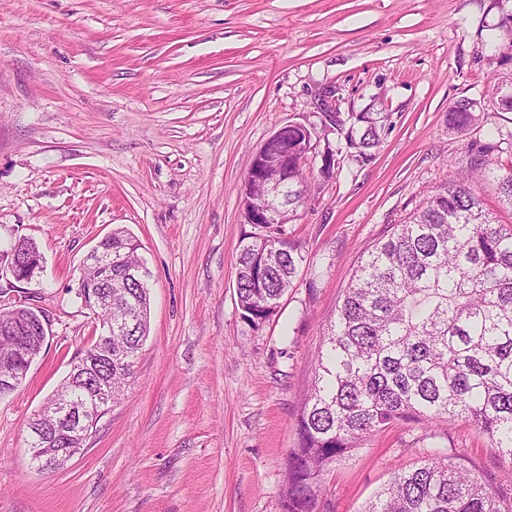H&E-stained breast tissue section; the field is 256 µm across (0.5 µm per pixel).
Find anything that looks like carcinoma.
<instances>
[{
	"label": "carcinoma",
	"mask_w": 512,
	"mask_h": 512,
	"mask_svg": "<svg viewBox=\"0 0 512 512\" xmlns=\"http://www.w3.org/2000/svg\"><path fill=\"white\" fill-rule=\"evenodd\" d=\"M483 118L462 100L449 112L448 129L465 135ZM336 134L371 157L379 144L374 123L346 125ZM495 143L470 154L465 174L445 180L423 202L413 220L397 224L388 238L368 248L327 325L314 380L297 420L299 442L288 450L282 512H318L326 469L348 457L373 433L397 422H469L512 457V227L486 211L471 183L491 182L512 207V167H491ZM304 152H288V183L276 206L296 216L304 203ZM264 234L245 233L237 258L238 306L257 327L279 307L296 277L302 255L277 235L279 224H261ZM112 257V279L86 265L77 298L112 335H98L82 353L92 372L65 377L56 393L33 414L28 431L32 459L44 467L42 449L53 447L61 428L55 412L60 394L97 407L118 400L133 375L137 353L149 335V271L138 242L122 228L98 245ZM37 242L28 239L18 274L42 267ZM112 293V309L93 308ZM30 304L0 311V366L28 367L43 337L34 328ZM364 512H512V498L490 491L451 454L435 453L394 475Z\"/></svg>",
	"instance_id": "carcinoma-1"
}]
</instances>
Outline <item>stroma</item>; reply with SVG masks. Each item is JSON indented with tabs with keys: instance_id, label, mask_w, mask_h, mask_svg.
<instances>
[{
	"instance_id": "stroma-1",
	"label": "stroma",
	"mask_w": 512,
	"mask_h": 512,
	"mask_svg": "<svg viewBox=\"0 0 512 512\" xmlns=\"http://www.w3.org/2000/svg\"><path fill=\"white\" fill-rule=\"evenodd\" d=\"M512 0H0V253L34 239L43 270L0 279L48 336L0 397V512H280L285 459L323 333L361 257L464 168L488 129L512 165V112L491 93V44ZM482 126L457 137L448 112ZM375 122L371 160L336 132L333 177L308 157L287 224L303 255L278 312L243 319L236 259L253 156L280 126L324 112ZM122 227L149 270L150 333L85 447L38 470L28 422L90 344L79 268ZM457 456L493 490L512 459L465 422H399L326 471L321 512H363L394 468ZM483 119L474 112V102L464 99L449 112L448 129L458 135H466L474 126H480Z\"/></svg>"
}]
</instances>
